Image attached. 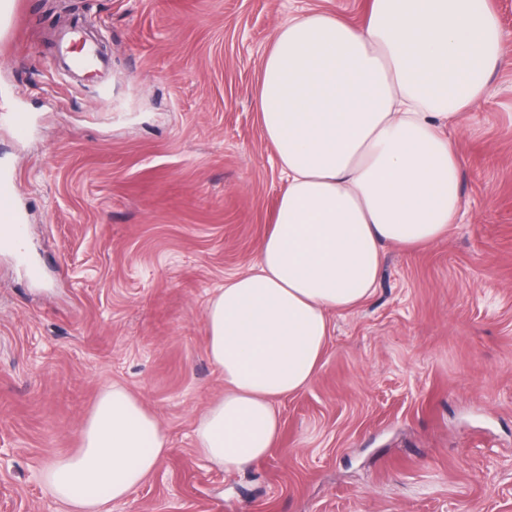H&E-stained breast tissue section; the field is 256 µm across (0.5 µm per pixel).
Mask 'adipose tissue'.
<instances>
[{
	"mask_svg": "<svg viewBox=\"0 0 512 512\" xmlns=\"http://www.w3.org/2000/svg\"><path fill=\"white\" fill-rule=\"evenodd\" d=\"M501 42L490 0H371L359 26L314 12L276 27L256 104L286 182L257 264L205 308L224 377L196 430L205 459L235 471L265 457L280 438L278 401L315 376L330 313L371 297L386 246L427 247L457 223L454 129L484 98ZM166 451L156 417L114 386L46 482L72 512H104Z\"/></svg>",
	"mask_w": 512,
	"mask_h": 512,
	"instance_id": "1",
	"label": "adipose tissue"
}]
</instances>
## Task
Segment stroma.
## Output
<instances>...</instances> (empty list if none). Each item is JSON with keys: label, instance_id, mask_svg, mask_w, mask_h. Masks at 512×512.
<instances>
[{"label": "stroma", "instance_id": "35a3bbf8", "mask_svg": "<svg viewBox=\"0 0 512 512\" xmlns=\"http://www.w3.org/2000/svg\"><path fill=\"white\" fill-rule=\"evenodd\" d=\"M368 5L16 0L0 168L25 245L0 244V512H70L44 471L77 451L114 385L156 416L168 451L109 512H512V0H491L507 63L459 121L457 224L428 248L386 247L369 300L331 314L267 456L227 473L196 449L224 393L207 302L256 263L284 186L256 111L261 61L288 18L357 25ZM70 19L104 44L107 85L58 74Z\"/></svg>", "mask_w": 512, "mask_h": 512}]
</instances>
